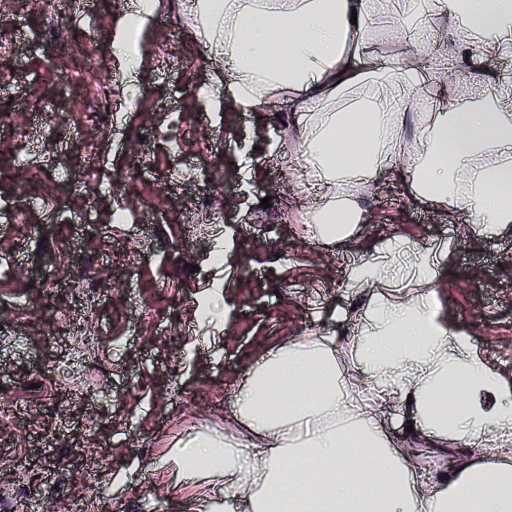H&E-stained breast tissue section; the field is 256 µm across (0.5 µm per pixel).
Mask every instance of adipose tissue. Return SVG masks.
I'll return each mask as SVG.
<instances>
[{"label":"adipose tissue","mask_w":512,"mask_h":512,"mask_svg":"<svg viewBox=\"0 0 512 512\" xmlns=\"http://www.w3.org/2000/svg\"><path fill=\"white\" fill-rule=\"evenodd\" d=\"M199 11L224 26V99L241 112H264L288 99L317 116L304 134L313 182L334 202L314 226L345 242L359 213L342 188L378 175L402 177L438 210L464 209L496 235L512 225V77L486 63L512 55V0H428L421 29L427 39L445 28L455 51L429 62L441 107L431 111L408 60H372L364 37L381 0H197ZM156 0H138L118 23L114 41L136 58L135 37L153 17ZM383 81L364 104L330 111L333 99L362 84L373 68ZM466 72L493 84L492 111L464 104L453 76ZM422 120L413 166L399 162L398 121ZM413 285L371 304L351 348L375 383L377 398H410V420L456 447L481 446L487 460L436 464L437 483L420 493L410 481L407 450L386 447L361 394L343 379L324 339L277 349L246 374L233 419L251 432L245 448L202 438L181 452L185 477L206 468L224 477V512H512V386L477 355L465 333L444 327L431 306L441 260L432 250L399 248ZM250 472L252 492L240 489Z\"/></svg>","instance_id":"ef3b65f1"}]
</instances>
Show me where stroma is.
Listing matches in <instances>:
<instances>
[{"label": "stroma", "mask_w": 512, "mask_h": 512, "mask_svg": "<svg viewBox=\"0 0 512 512\" xmlns=\"http://www.w3.org/2000/svg\"><path fill=\"white\" fill-rule=\"evenodd\" d=\"M135 2L70 0L62 27L33 0L5 4L0 113L13 125L0 130V324L16 333L0 337V512L22 498L39 512H220L223 476L183 478L181 449L199 436L243 439L228 416L270 351L316 336L346 354L387 293L352 287L351 270L394 241L447 249L437 319L512 386V229L481 236L470 213L447 215L377 177L350 190L361 216L349 241L312 235L330 198L308 182L307 116L285 100L260 116L213 112L221 28L188 0H157L127 91L113 35ZM455 39L443 30L422 48L373 33L365 45L375 57L436 58ZM81 42L112 73L110 110L82 76ZM58 100L65 120L50 130L29 104ZM65 139L75 150L61 151ZM115 168L129 174L119 195ZM408 419L396 396L372 414L389 447L418 449L423 491L436 479L426 461L442 450Z\"/></svg>", "instance_id": "35a3bbf8"}]
</instances>
